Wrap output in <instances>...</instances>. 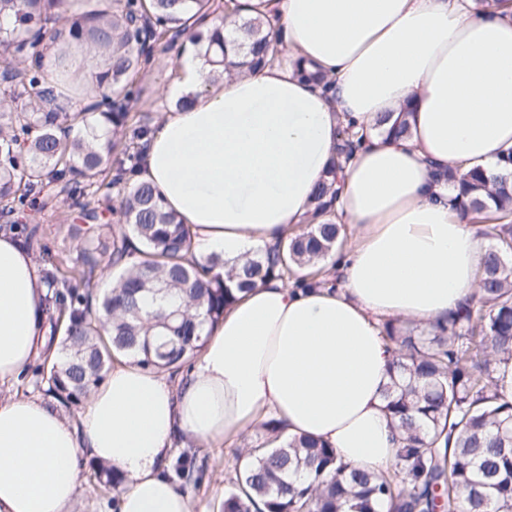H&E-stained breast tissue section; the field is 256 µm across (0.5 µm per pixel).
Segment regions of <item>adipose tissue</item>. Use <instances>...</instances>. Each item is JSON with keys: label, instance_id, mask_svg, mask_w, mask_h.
Listing matches in <instances>:
<instances>
[{"label": "adipose tissue", "instance_id": "obj_1", "mask_svg": "<svg viewBox=\"0 0 512 512\" xmlns=\"http://www.w3.org/2000/svg\"><path fill=\"white\" fill-rule=\"evenodd\" d=\"M245 14L282 32V60L216 82L205 46L176 52L164 94L179 107L137 177L191 225L197 254L232 266L298 231L350 119L365 137L331 219L355 238L318 282L240 293L175 379L122 360L74 419L38 396H0V512H72L88 459L120 473L118 512H194L169 471L176 439L219 448L272 417L350 466L398 461L385 400L395 348L380 324L428 328L478 293L486 243L445 174L495 171L512 150V0H247ZM297 60L329 89L298 78ZM45 62L55 75L100 65L64 41ZM406 108L409 135L379 131ZM46 292L33 255L1 229L0 387L45 350Z\"/></svg>", "mask_w": 512, "mask_h": 512}]
</instances>
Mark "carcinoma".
Here are the masks:
<instances>
[{
	"mask_svg": "<svg viewBox=\"0 0 512 512\" xmlns=\"http://www.w3.org/2000/svg\"><path fill=\"white\" fill-rule=\"evenodd\" d=\"M67 0H0V217L31 207L47 185L66 194L78 210L77 258L69 263L28 224H10L35 255L48 286L44 303L48 348L32 368L34 388L62 406L78 403L101 384L120 357L148 370L181 368L200 355L205 325H214L236 293L276 274L305 278L340 246L341 224H319L336 201L335 183L361 142L355 125L338 131L332 180L319 185L302 233L242 264L224 269L217 254L188 259L190 226L166 208L157 189L135 179L150 112L133 109L146 92L142 76L155 52L183 35L216 47L223 72L255 71L282 55V41L260 18L239 31L249 55H227L226 18L237 0H109L73 20ZM105 52L92 102L73 134L77 116L57 104L59 93L43 67V50L61 36ZM298 77L328 83L320 71L295 61ZM467 211L501 220L480 267V292L448 322L418 332L387 322L386 340L397 347L386 389L387 411L403 434L400 467L371 474L337 463L336 452L283 428L262 423L266 438L251 446L252 464L236 471L221 512H512V397L495 374L512 363V154L503 169L448 170ZM121 191L117 221L103 205ZM174 290L182 304L143 309L145 295ZM179 487L190 485L186 453L173 466ZM91 479L116 489L120 478L95 465Z\"/></svg>",
	"mask_w": 512,
	"mask_h": 512,
	"instance_id": "carcinoma-1",
	"label": "carcinoma"
}]
</instances>
